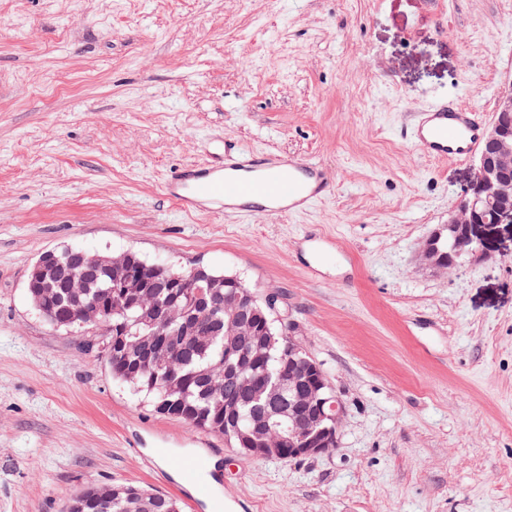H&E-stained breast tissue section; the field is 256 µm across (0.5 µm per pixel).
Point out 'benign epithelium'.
<instances>
[{
    "label": "benign epithelium",
    "mask_w": 512,
    "mask_h": 512,
    "mask_svg": "<svg viewBox=\"0 0 512 512\" xmlns=\"http://www.w3.org/2000/svg\"><path fill=\"white\" fill-rule=\"evenodd\" d=\"M512 87L497 99L492 119L476 155V173L466 193L455 203L448 223L426 241L422 260L429 266L447 270L469 258L487 257L496 245L497 229L512 224ZM456 228V239L470 245L465 255L457 252L441 254L438 244L444 231ZM78 265L64 270L58 267L54 251L43 252L30 268L34 282L60 281L72 298L71 317L80 326L96 332H112V313L119 306H140L139 322L147 329L135 333L126 341V355L134 356L129 371L133 378L143 366L168 368L177 360L181 348L189 341L206 334L201 322L205 310L222 307L236 323L239 331L230 337L229 351L235 361L224 368L228 387L218 388L224 399V438L231 440L230 431L237 424L239 406L245 402L261 401L260 413L249 430L238 432L239 450L258 458L267 457L276 445L285 447L284 457L298 458L330 452L338 445V431L343 416L340 403L325 397L328 386L319 365L310 357H302L275 381L258 372L259 357L267 354L275 340L269 329L257 324L261 309L273 314L278 297L269 294L261 300L241 280L231 278L219 283L197 266L187 272H174L171 266L157 263L150 268L136 267L131 251L103 256L86 250L75 253ZM111 274V288L102 299L91 302L82 298L83 288L100 272ZM229 287L232 293L221 291ZM188 288L187 306L155 309L143 303L146 288ZM182 319L180 337L172 347L157 351L154 336L169 320Z\"/></svg>",
    "instance_id": "benign-epithelium-1"
}]
</instances>
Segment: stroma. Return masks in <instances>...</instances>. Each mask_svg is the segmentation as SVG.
<instances>
[{"label": "stroma", "instance_id": "35a3bbf8", "mask_svg": "<svg viewBox=\"0 0 512 512\" xmlns=\"http://www.w3.org/2000/svg\"><path fill=\"white\" fill-rule=\"evenodd\" d=\"M512 0H0V512L152 490L141 454L216 461L243 512H512V231L443 272L420 250L474 160L403 127L445 94L492 115ZM320 162L306 211H182L171 172L220 141ZM133 249L278 293L344 406L338 446L258 459L155 412L93 336L27 294L42 252Z\"/></svg>", "mask_w": 512, "mask_h": 512}]
</instances>
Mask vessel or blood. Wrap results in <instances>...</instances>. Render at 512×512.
Masks as SVG:
<instances>
[{"instance_id": "1", "label": "vessel or blood", "mask_w": 512, "mask_h": 512, "mask_svg": "<svg viewBox=\"0 0 512 512\" xmlns=\"http://www.w3.org/2000/svg\"><path fill=\"white\" fill-rule=\"evenodd\" d=\"M484 128V113L439 97L412 114L406 136L422 157L464 161L478 151ZM164 190L186 211L258 209L279 216L305 210L331 194L334 184L317 163L293 158L276 161L228 140L223 160L177 172ZM207 468V461L185 460L176 490L194 510L208 501L213 512H223L224 503L212 497Z\"/></svg>"}]
</instances>
